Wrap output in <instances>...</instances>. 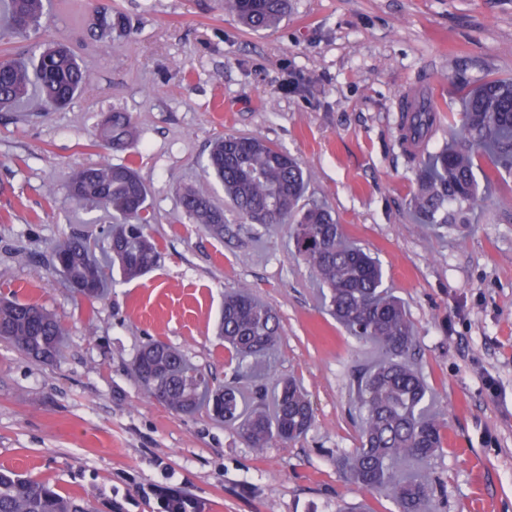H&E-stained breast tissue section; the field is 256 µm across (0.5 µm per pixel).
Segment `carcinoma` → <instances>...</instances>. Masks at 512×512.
Instances as JSON below:
<instances>
[{
  "label": "carcinoma",
  "mask_w": 512,
  "mask_h": 512,
  "mask_svg": "<svg viewBox=\"0 0 512 512\" xmlns=\"http://www.w3.org/2000/svg\"><path fill=\"white\" fill-rule=\"evenodd\" d=\"M48 0H5L8 25L3 39L33 41L25 59L0 56V108L38 90L44 109L62 108L88 91L89 76L73 50L39 42ZM288 0H224V12L255 31L277 26ZM103 31L123 29L126 20L112 15L107 0L92 8ZM407 132L428 146L435 134L433 106L423 97L404 104ZM135 123L128 112L112 113L100 130L105 149L125 150L134 141ZM204 171L224 189L231 208L245 223L288 229L292 254L315 272L325 304L354 338L373 345L379 359L357 370L353 390L359 406V446L344 453L341 468L360 487L385 492L400 512H438L433 482L425 467L444 444L443 422L416 363V330L402 302L384 287L381 261L349 244L343 226L330 210L303 203L306 177L300 164L258 135L226 134L210 147ZM512 175V82L487 78L466 97L459 124L448 145L429 154L421 167L414 211L418 227L437 230L463 224L481 199L483 188ZM68 200L94 203L118 221L104 254L123 278L151 272L159 252L145 232L153 214L148 189L129 166L105 158L76 172L68 183ZM182 212L218 238L224 237V210L194 188L179 192ZM52 264L73 290L89 299L102 296L103 270L90 253L87 235L70 236L53 254ZM224 344L237 360L235 375L251 372V359L266 358L280 335L275 309L256 300L246 288L224 297L221 314ZM65 328L42 306L0 301V339L45 364L62 355ZM132 370L146 394L178 413L202 404L257 453L274 441L293 442L306 434L314 408L304 387L280 379L255 390L256 408L245 414L236 382L213 386L177 348L154 341L136 355ZM0 512H93L77 495H64L48 483L0 470ZM162 512H198L180 493L165 496Z\"/></svg>",
  "instance_id": "obj_1"
}]
</instances>
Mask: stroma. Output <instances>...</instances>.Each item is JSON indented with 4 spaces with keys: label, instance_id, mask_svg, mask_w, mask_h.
I'll return each mask as SVG.
<instances>
[{
    "label": "stroma",
    "instance_id": "stroma-1",
    "mask_svg": "<svg viewBox=\"0 0 512 512\" xmlns=\"http://www.w3.org/2000/svg\"><path fill=\"white\" fill-rule=\"evenodd\" d=\"M126 31L92 29L87 0H51L46 39L72 46L89 91L66 108L0 111V298L34 302L66 329L44 364L0 342V467L85 496L96 512H159L181 490L204 512H344L385 495L349 482L337 460L358 444L351 375L376 353L324 309L282 227L224 211L215 238L181 211L192 187L223 205L202 171L210 143L258 134L308 174L309 200L380 259L385 284L417 330L418 362L447 424L429 469L440 512H512V176L491 186L471 223L422 234L410 208L418 164L400 145L402 100L429 91L448 139L463 93L512 79V0H289L272 31L253 32L222 0H111ZM131 113L123 152L95 140L105 118ZM134 167L155 216L160 252L146 276L75 294L51 266L100 211L67 198L79 169ZM248 288L278 312L274 374L300 379L315 421L296 443L256 453L206 409L183 415L149 398L132 371L158 340L212 382L234 379L218 334L226 293Z\"/></svg>",
    "mask_w": 512,
    "mask_h": 512
}]
</instances>
